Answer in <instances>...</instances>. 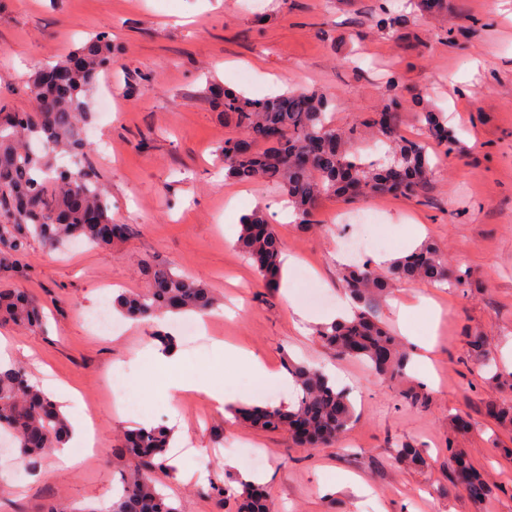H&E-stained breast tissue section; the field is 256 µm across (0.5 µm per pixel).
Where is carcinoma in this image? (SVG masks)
Returning a JSON list of instances; mask_svg holds the SVG:
<instances>
[{"instance_id":"cac0c4a2","label":"carcinoma","mask_w":512,"mask_h":512,"mask_svg":"<svg viewBox=\"0 0 512 512\" xmlns=\"http://www.w3.org/2000/svg\"><path fill=\"white\" fill-rule=\"evenodd\" d=\"M112 67V39L101 32L71 55L47 70L57 73L56 83H46L39 71L26 82L24 92L35 102L34 112H14L0 104V262L27 253L31 243L56 247L71 241L109 249L125 239L128 227L112 223L107 191L92 163L83 127L88 122L89 92L97 75ZM224 116L240 128L249 150L239 151V140H224V175L239 181L263 180L283 190L298 223L314 222V210L323 197H370L387 193L416 198L433 175L424 143L405 139L399 132L391 102L384 112L363 117L344 128L332 125L330 102L321 94L289 91L274 98L253 100L229 90H217ZM436 146L448 153L454 141L440 112L418 114ZM374 132L384 154L368 160L351 150L363 131ZM277 131L281 139H269ZM263 143V151L256 145ZM67 153L81 160L77 168L60 169L52 158ZM271 287L281 274L282 243L257 207L243 218L237 242ZM140 273L148 289L123 292L112 306L134 320L157 318L166 312L205 314L217 305L213 292L171 268L144 260ZM345 290L358 305L340 322L323 324L316 334L323 347L336 355L364 361L373 373L400 382L408 362L400 339L374 316L379 300L398 283H446L456 288L472 285L470 272L448 264L438 244L425 241L392 261L382 273L370 262L347 265L340 270ZM24 328L43 326L36 299L22 288L0 289V324ZM298 387L294 404L279 407H240L235 416L271 431L291 430L299 421L304 436L291 437L300 447L318 448L340 441L356 419V411L343 388L330 384L316 368L287 364ZM488 385L512 393V372H487ZM410 406H424L428 395L419 386L401 393ZM485 415L498 427L512 430V399L492 401ZM0 430L7 432L19 460L38 469L47 452L68 439L70 424L60 404L32 383L20 365L0 367ZM172 439L165 426L135 427L123 433L116 445L119 455L131 462L123 470L120 490L106 512H182L157 487L151 472L163 465ZM398 462L414 468L426 464L422 446L406 442L396 448ZM448 469L452 481L465 485L476 501L492 493L483 474L460 449L448 443ZM207 497L215 512H273L266 491L242 483L237 489L223 482L209 484Z\"/></svg>"}]
</instances>
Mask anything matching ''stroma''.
<instances>
[{"label": "stroma", "mask_w": 512, "mask_h": 512, "mask_svg": "<svg viewBox=\"0 0 512 512\" xmlns=\"http://www.w3.org/2000/svg\"><path fill=\"white\" fill-rule=\"evenodd\" d=\"M447 4L429 13L420 0H262L255 10L243 9L241 0H0V102L15 111L33 110L22 85L42 65L95 34L110 35L112 69L101 79L112 85L113 108L101 111L98 94H91L87 140L114 223L133 229L108 252L83 245L51 251L36 243L0 268V287L29 289L47 315L37 331L0 326V336L16 347L13 361L32 374L46 366L77 390L99 444L80 469L55 468L48 456L38 473L23 476L11 448L0 445V512H45L50 505L73 512L109 500L122 465L111 450L122 432L172 423L190 439L179 461L183 477L164 468L153 477L183 512H212L209 483L235 487L249 480L254 472L241 453L256 449L280 512H512V433L482 415L498 393L484 383L465 337L466 330L480 332L489 356L512 367V0ZM384 6L399 17L389 33L373 24ZM214 86L255 99L278 86L314 90L332 101L339 127L394 100L401 134L417 141L426 138L422 109L447 113L458 145L437 156L423 196L355 202L331 196L319 201L315 225H274L287 255L310 271L306 278L290 274L293 295L321 315L327 308L320 297L336 303L344 295L336 250L347 237L382 242L383 253L396 257L431 240L448 261L469 268L473 287L401 283L378 307L403 341L433 345L432 378L422 379L418 364L408 368L409 384L429 395L426 407L405 405L398 385L376 379L357 359L328 352L315 332L296 330L280 288L267 287L238 250L240 227L229 222V212L273 205L282 192L262 181L225 178L220 149L242 132L225 120ZM370 209L374 223H355ZM148 258L194 278L220 300L223 321L210 323L196 343L180 340L181 373L207 375L239 393L256 390L249 374L225 372L213 353L216 339L273 368L288 359L336 368L358 393L357 418L341 447H292L286 433L241 424L201 396L177 416L164 395L141 386L154 369L147 353L155 348V323L116 313L106 336L88 317L116 290H144L138 264ZM427 297L440 304V317L424 305ZM116 367L129 382L114 397L104 383ZM129 402L137 410H126ZM459 411L477 426L455 435L449 416ZM414 441L426 445L427 467L396 461V444ZM452 444L492 485L483 501L449 482ZM344 474L359 478L366 494L339 488Z\"/></svg>", "instance_id": "35a3bbf8"}]
</instances>
